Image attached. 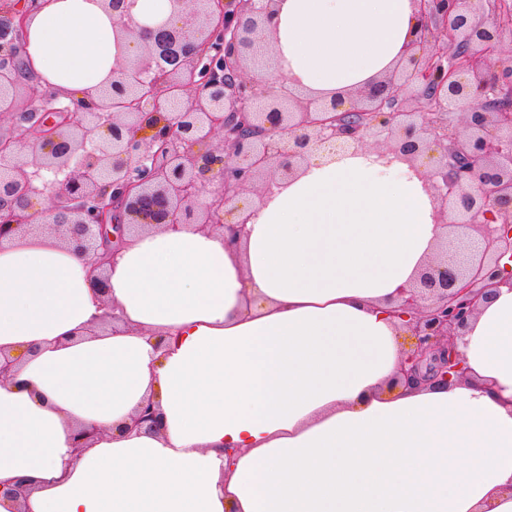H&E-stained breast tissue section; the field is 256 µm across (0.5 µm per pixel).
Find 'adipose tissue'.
Masks as SVG:
<instances>
[{
    "instance_id": "adipose-tissue-1",
    "label": "adipose tissue",
    "mask_w": 512,
    "mask_h": 512,
    "mask_svg": "<svg viewBox=\"0 0 512 512\" xmlns=\"http://www.w3.org/2000/svg\"><path fill=\"white\" fill-rule=\"evenodd\" d=\"M115 25L102 0H42L30 74L96 98ZM271 28L290 90L347 101L393 71L417 16L278 0ZM236 205L222 228L126 238L104 297L53 238L0 245V485L32 484L0 512H512V275L456 344L462 377L396 385L415 347L401 292L447 233L423 179L325 145ZM149 399L155 434L129 426Z\"/></svg>"
}]
</instances>
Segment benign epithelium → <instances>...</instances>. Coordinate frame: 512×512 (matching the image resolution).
<instances>
[{
	"label": "benign epithelium",
	"instance_id": "7a95c632",
	"mask_svg": "<svg viewBox=\"0 0 512 512\" xmlns=\"http://www.w3.org/2000/svg\"><path fill=\"white\" fill-rule=\"evenodd\" d=\"M126 0H104L120 19L117 38L136 51L112 68L101 96L108 103L61 101L26 75L22 35L40 0L0 13V87L12 93L0 113V243L13 234L48 233L91 258L94 286L109 245L150 226L224 227L238 194L293 174L313 144L361 146L372 136L427 179L438 217L453 212L458 233L442 257L404 290L417 348L401 368L409 380L446 381L462 373L454 340L479 296L512 261V55L498 58L512 20L487 17L483 0H414L420 29L394 73L353 94L316 102L286 99L264 73L273 12L253 0H170L171 17L133 30L121 18ZM420 100L461 106L462 127L444 112L409 109L405 87ZM30 106L17 110V91ZM48 196L41 224L34 200ZM159 426L153 402L131 427Z\"/></svg>",
	"mask_w": 512,
	"mask_h": 512
}]
</instances>
